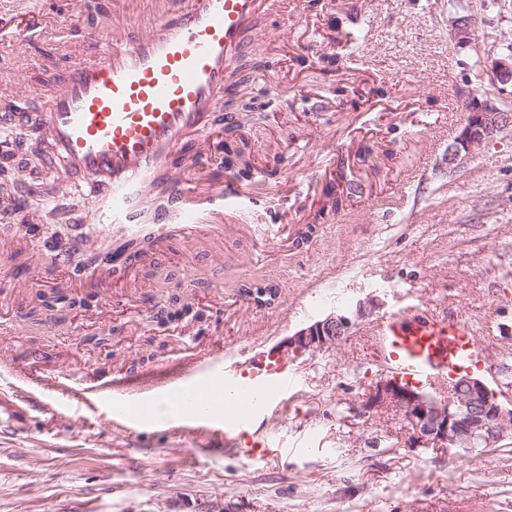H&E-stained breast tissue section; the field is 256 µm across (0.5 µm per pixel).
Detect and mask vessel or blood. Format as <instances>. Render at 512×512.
<instances>
[{
    "instance_id": "b4317fda",
    "label": "vessel or blood",
    "mask_w": 512,
    "mask_h": 512,
    "mask_svg": "<svg viewBox=\"0 0 512 512\" xmlns=\"http://www.w3.org/2000/svg\"><path fill=\"white\" fill-rule=\"evenodd\" d=\"M0 44L28 54L54 23L33 0H0ZM294 17L288 0H174L130 25L114 12L108 27L88 50L71 55L59 84L31 91L13 84L9 110L1 118L31 129L34 149L61 172L60 180L39 193L32 220L50 223L48 201L73 198L75 183L86 193L92 235L119 228L148 233L163 241L171 235L192 240L214 232L225 210L249 200L232 176L210 177L215 155L211 128L224 109L230 74L249 37L259 36L268 15ZM36 99L37 113L22 107ZM181 169H171L174 158ZM167 182V203L150 208L158 180ZM368 349L380 372L405 383L445 385L455 373L481 362L484 340L475 326L456 316L408 306L385 317L371 331ZM191 392L231 389L243 398L229 416V430L248 425L275 391H291L297 377L278 354H253L217 373L207 358L173 376ZM147 387L129 381L66 385L88 411Z\"/></svg>"
}]
</instances>
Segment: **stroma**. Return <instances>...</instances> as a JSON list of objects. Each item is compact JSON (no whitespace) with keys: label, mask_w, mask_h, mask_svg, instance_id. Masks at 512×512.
Here are the masks:
<instances>
[{"label":"stroma","mask_w":512,"mask_h":512,"mask_svg":"<svg viewBox=\"0 0 512 512\" xmlns=\"http://www.w3.org/2000/svg\"><path fill=\"white\" fill-rule=\"evenodd\" d=\"M307 26L267 20L238 62L236 101L251 122L212 127L216 142H244L260 188L224 231L156 248L131 273L96 288L79 265L54 269L56 287L84 306L30 317L38 288H14L26 254L0 265V365L39 381L16 419H0V512H512V440L466 452L410 445L391 414L355 418L378 370L367 332L408 304L476 320L489 384L512 365V127L464 167L448 166L469 93L512 112V86L494 77L512 49V0H299ZM471 15L474 39L455 47L449 20ZM107 16L51 32L36 54L85 47ZM349 58L325 68L327 58ZM51 84L55 72L0 45V96L11 80ZM384 87L381 97L370 88ZM356 173L351 205L323 208L339 163ZM267 286L271 304L244 290ZM378 306L336 349L287 352L289 337L337 310ZM279 353L301 379L274 396L246 435L223 425L126 427L109 408L57 400L48 384L77 376L161 382L196 357L232 365L245 346ZM268 446L265 457L246 453Z\"/></svg>","instance_id":"obj_1"}]
</instances>
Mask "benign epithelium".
<instances>
[{
	"label": "benign epithelium",
	"instance_id": "obj_1",
	"mask_svg": "<svg viewBox=\"0 0 512 512\" xmlns=\"http://www.w3.org/2000/svg\"><path fill=\"white\" fill-rule=\"evenodd\" d=\"M449 23L455 46L470 45L472 19L455 16ZM494 70L497 81L504 86L511 84L512 54L497 60ZM464 111L468 112L467 123L448 144L450 166L472 158L475 150L512 126V113L501 109L488 94H471ZM374 309V301L369 299L359 302L353 314L331 313L289 337L287 349L293 353L334 349L347 337L355 321L369 316ZM501 398V392L469 373L452 378L443 395L381 375L363 395V403L352 407V413L355 417L371 412L396 413L411 431L410 440L418 447L494 448L502 440L512 438V408H507Z\"/></svg>",
	"mask_w": 512,
	"mask_h": 512
}]
</instances>
